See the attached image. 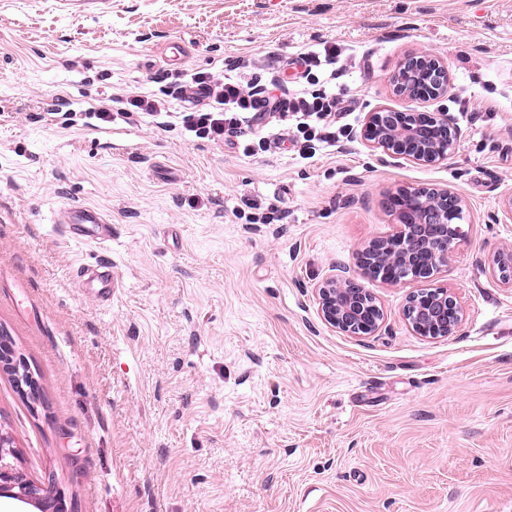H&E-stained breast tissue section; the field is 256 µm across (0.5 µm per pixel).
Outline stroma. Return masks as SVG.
Returning a JSON list of instances; mask_svg holds the SVG:
<instances>
[{"label":"stroma","instance_id":"1","mask_svg":"<svg viewBox=\"0 0 512 512\" xmlns=\"http://www.w3.org/2000/svg\"><path fill=\"white\" fill-rule=\"evenodd\" d=\"M320 42L342 51L357 120L450 113L448 162L383 160L360 137L250 156L134 112L80 117L228 65L263 84L266 54ZM418 51L447 63V96L393 95ZM61 95L75 113L52 112ZM416 186L466 203L435 281L461 324L417 335L402 308L430 283L370 279L380 331L326 325L315 285L357 273L396 230L387 194ZM511 195L512 0H0V330L40 392L0 371V461L69 512H512V286L490 269L512 252ZM73 205L106 214L111 243H72ZM107 258L105 308L74 277Z\"/></svg>","mask_w":512,"mask_h":512}]
</instances>
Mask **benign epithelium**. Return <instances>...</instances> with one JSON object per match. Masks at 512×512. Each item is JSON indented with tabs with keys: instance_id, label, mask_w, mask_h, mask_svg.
<instances>
[{
	"instance_id": "obj_1",
	"label": "benign epithelium",
	"mask_w": 512,
	"mask_h": 512,
	"mask_svg": "<svg viewBox=\"0 0 512 512\" xmlns=\"http://www.w3.org/2000/svg\"><path fill=\"white\" fill-rule=\"evenodd\" d=\"M396 95L407 100H435L448 94V66L435 53L407 55L389 78ZM364 139L373 151L420 165H438L451 157L459 143L453 117L447 112H417L412 109L379 108L367 113ZM399 194L409 198L390 209L399 227L392 236L371 242L359 257L361 274L329 277L314 287L318 313L328 326L351 336H372L383 324L384 309L362 278L380 279L391 285L408 280H434L462 241L460 226L449 219L466 208L463 197L450 187L407 188ZM493 267L512 285V253L498 255ZM403 316L416 334L436 339L455 332L462 321L456 297L444 286H434L408 296ZM0 368L11 373L21 392L38 397L37 383L11 341L0 335ZM11 447L0 433V496L19 488L22 497L40 495L41 488L19 472L6 469L4 449Z\"/></svg>"
}]
</instances>
